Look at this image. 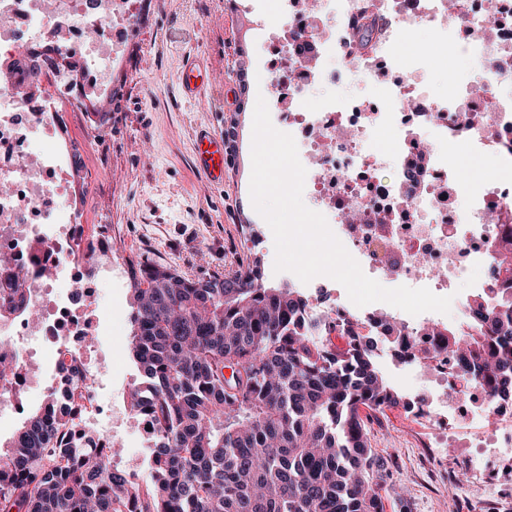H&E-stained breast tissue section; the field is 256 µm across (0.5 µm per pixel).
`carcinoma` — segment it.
I'll list each match as a JSON object with an SVG mask.
<instances>
[{"label":"carcinoma","instance_id":"cac0c4a2","mask_svg":"<svg viewBox=\"0 0 512 512\" xmlns=\"http://www.w3.org/2000/svg\"><path fill=\"white\" fill-rule=\"evenodd\" d=\"M492 275L465 322L428 329L446 341L410 359L449 353L462 380L505 400L511 239ZM130 292L145 377L131 410L155 427L149 478L108 471L95 449L66 440L78 424L50 392L0 451V512H385L391 460L372 448L367 420L413 400L385 382L365 326L312 321L300 289L263 285L258 257L198 279L138 261Z\"/></svg>","mask_w":512,"mask_h":512}]
</instances>
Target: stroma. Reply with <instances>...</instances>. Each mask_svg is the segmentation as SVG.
<instances>
[{"label": "stroma", "mask_w": 512, "mask_h": 512, "mask_svg": "<svg viewBox=\"0 0 512 512\" xmlns=\"http://www.w3.org/2000/svg\"><path fill=\"white\" fill-rule=\"evenodd\" d=\"M244 2L245 10L239 11L229 8L226 0H169L163 8L155 0H143L138 17L123 34L122 53L113 55L111 45H104V79L84 88L89 98L107 102L98 116L96 145L85 142L88 113H63L70 139L59 149L66 155L79 150L84 162L86 186L76 207L90 234L112 242L101 266L125 267L147 260L197 279L234 273L257 256L266 286L296 283L292 273L274 270L273 234L252 207L249 185L256 100L265 98L273 115L281 105L270 82L273 47L245 42L240 33L256 14L278 23V0ZM189 52L205 55L212 73L213 87L199 102L180 94L181 61ZM487 67V61L462 53L436 52L423 80L431 95L442 96L448 91L449 74L477 79L487 75ZM227 90L244 101L245 110L238 115L236 156L218 189L194 171L193 134L200 126L221 133L228 129L234 113L223 105ZM130 296L128 282H106L86 310L100 325L99 336L88 349L91 358L102 363L99 396L121 407L127 404L130 388L142 380L128 347ZM377 354L393 389L412 398L424 394L413 366L397 362L385 346H378ZM137 423L134 415L122 423L127 438L119 458L123 470L142 478L149 469L150 448ZM369 428L373 448L392 461L389 482L401 496L400 501L387 503L386 512H452L451 490L431 482L404 411L389 412Z\"/></svg>", "instance_id": "35a3bbf8"}]
</instances>
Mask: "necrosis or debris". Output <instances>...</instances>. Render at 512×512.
I'll return each mask as SVG.
<instances>
[{
  "label": "necrosis or debris",
  "mask_w": 512,
  "mask_h": 512,
  "mask_svg": "<svg viewBox=\"0 0 512 512\" xmlns=\"http://www.w3.org/2000/svg\"><path fill=\"white\" fill-rule=\"evenodd\" d=\"M279 10L281 25L257 16L248 32L250 39L264 37L281 49L275 88L289 82L314 90L352 79L375 92L373 102L353 112L337 108L332 97L310 108L288 95L289 132L307 171L305 196L368 277L426 287L467 305L459 285L475 293L488 287L493 250L512 236V0H320L314 16L305 0H279ZM138 13L139 0H54L50 6L45 0H0V28L15 51L33 50L47 33L62 38L68 50L75 30L94 25L117 35ZM373 18L378 27L372 42L351 51L357 26ZM422 26L446 35L470 32L463 52L490 63L483 93L473 82L455 79L447 95L434 100L433 111H394V103L424 95L414 78L428 65L425 53H399L401 35ZM383 58L402 71L388 88L377 68ZM25 78L19 70L0 77V144L14 147L10 160L0 163V183L8 187L0 193V251L14 257L11 269L0 270V288L19 284L26 303L50 311L35 329L24 317L11 316L0 335H37L60 411L87 418L91 445L107 459L116 411L96 398L86 341L98 330L83 315L100 281L86 270L107 242L89 241L69 205L73 173L54 149L66 133L57 122L68 105L58 92L61 79L43 68L46 100L35 111L16 95ZM378 141L387 142L386 152L374 150ZM459 141L492 160L479 185L460 183L440 149ZM389 162L395 177L380 179L378 169ZM493 213L494 224L488 221ZM46 265L56 271L53 280L41 275ZM431 373L434 386L416 399L415 415L438 429L479 427V447L512 467V418L496 423L499 402L481 382H460L452 362L439 361Z\"/></svg>",
  "instance_id": "necrosis-or-debris-1"
}]
</instances>
